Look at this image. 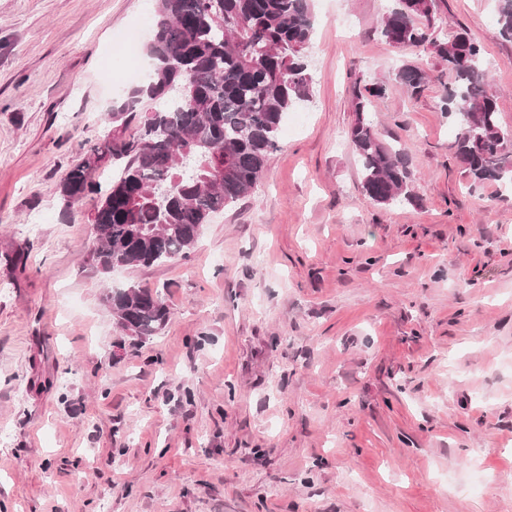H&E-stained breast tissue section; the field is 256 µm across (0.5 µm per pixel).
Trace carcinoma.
I'll use <instances>...</instances> for the list:
<instances>
[{
    "mask_svg": "<svg viewBox=\"0 0 512 512\" xmlns=\"http://www.w3.org/2000/svg\"><path fill=\"white\" fill-rule=\"evenodd\" d=\"M497 2L501 34L512 39V0ZM434 8L435 0H395L380 34L394 48L435 49L453 80L444 103L458 122L465 171L476 182L512 184V130L499 123L480 46L465 32L433 37ZM312 32L310 0H157L147 84L112 108V138L90 148L58 186L69 204L95 192L97 167L88 156L126 160L92 217V267L108 274L167 262L197 242L213 214L255 189L285 114L311 97ZM396 79L417 90L429 77L406 65ZM384 94L380 83L355 87L348 139L362 163V191L388 206L415 196L403 154L385 146L366 117ZM142 96L159 106L143 116L138 136L127 138L124 127ZM105 301L116 325L142 341L170 317L159 296L135 285L111 289Z\"/></svg>",
    "mask_w": 512,
    "mask_h": 512,
    "instance_id": "cac0c4a2",
    "label": "carcinoma"
}]
</instances>
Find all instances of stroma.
Here are the masks:
<instances>
[{"label": "stroma", "mask_w": 512, "mask_h": 512, "mask_svg": "<svg viewBox=\"0 0 512 512\" xmlns=\"http://www.w3.org/2000/svg\"><path fill=\"white\" fill-rule=\"evenodd\" d=\"M389 0H313L308 104L255 189L169 262L105 275L97 192L57 185L137 86L121 45L156 0H0V512H512V186L472 184L432 47ZM494 0H436L479 44L512 129ZM403 64L425 71L413 92ZM418 201L380 206L347 131L355 84ZM171 311L145 342L103 301ZM104 299L116 325L140 341L157 335L167 325L170 317L168 306L146 288L135 285L111 288Z\"/></svg>", "instance_id": "1"}]
</instances>
